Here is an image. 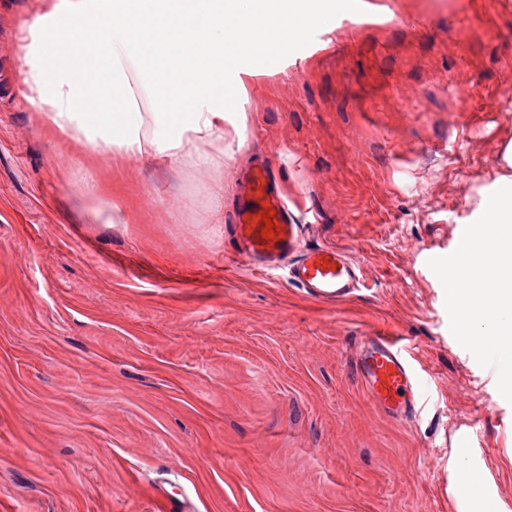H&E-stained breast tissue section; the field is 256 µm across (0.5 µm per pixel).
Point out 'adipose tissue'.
<instances>
[{"label": "adipose tissue", "instance_id": "adipose-tissue-1", "mask_svg": "<svg viewBox=\"0 0 512 512\" xmlns=\"http://www.w3.org/2000/svg\"><path fill=\"white\" fill-rule=\"evenodd\" d=\"M372 15V0H52L25 24L21 94L60 133L108 160L162 158L199 170L242 139L251 61L288 53L325 11ZM80 206L106 224L123 203L85 169Z\"/></svg>", "mask_w": 512, "mask_h": 512}]
</instances>
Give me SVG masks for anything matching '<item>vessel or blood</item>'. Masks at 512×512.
<instances>
[{"instance_id": "obj_1", "label": "vessel or blood", "mask_w": 512, "mask_h": 512, "mask_svg": "<svg viewBox=\"0 0 512 512\" xmlns=\"http://www.w3.org/2000/svg\"><path fill=\"white\" fill-rule=\"evenodd\" d=\"M243 203L234 231L240 254L250 264L274 268L287 264L288 277L310 297L326 304L348 299L358 288L362 270L337 248L301 246V230L289 213L269 169L249 171L242 179ZM274 210L275 236L262 238L264 224L258 214ZM357 371L368 395L391 418L415 417L417 387L415 376L400 341L372 332L363 336L356 353Z\"/></svg>"}]
</instances>
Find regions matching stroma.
Wrapping results in <instances>:
<instances>
[{
    "label": "stroma",
    "instance_id": "obj_1",
    "mask_svg": "<svg viewBox=\"0 0 512 512\" xmlns=\"http://www.w3.org/2000/svg\"><path fill=\"white\" fill-rule=\"evenodd\" d=\"M255 62L244 144L207 172L107 163L22 99L0 0V507L9 512H512V403L449 330L428 266L512 177V0H373ZM268 164L306 247L346 251L355 295L309 298L233 263L240 179ZM126 224L77 207L82 168ZM224 196V221L207 201ZM412 348L425 400L391 419L360 336Z\"/></svg>",
    "mask_w": 512,
    "mask_h": 512
}]
</instances>
